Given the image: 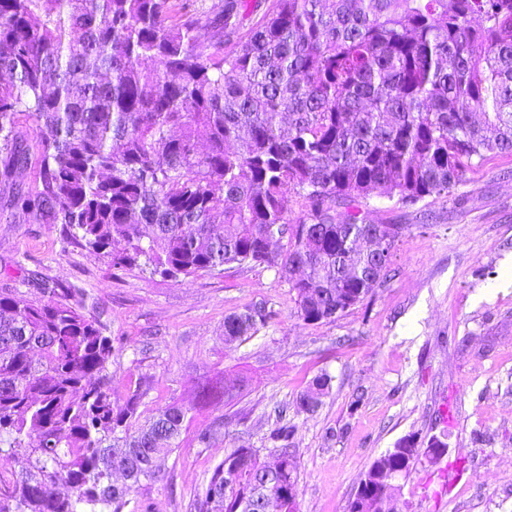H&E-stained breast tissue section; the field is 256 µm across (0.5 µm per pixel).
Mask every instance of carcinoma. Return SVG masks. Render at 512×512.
Instances as JSON below:
<instances>
[{"label":"carcinoma","mask_w":512,"mask_h":512,"mask_svg":"<svg viewBox=\"0 0 512 512\" xmlns=\"http://www.w3.org/2000/svg\"><path fill=\"white\" fill-rule=\"evenodd\" d=\"M0 0V152L24 167L15 116L36 121L35 191L49 217L115 272L182 281L266 263L305 323L332 320L387 281L391 236L360 210L374 193L451 197L492 154L512 153V0ZM298 197L305 213L288 218ZM84 295L0 292V512H122L179 447L189 409L139 423L119 398L116 351ZM272 318H224V342ZM224 436L219 418L197 433ZM426 449L398 443L366 472L350 512H379V467L406 476ZM124 449L128 483L112 473ZM10 469L3 468V463ZM297 512L294 459L272 480L257 451L214 467L194 512Z\"/></svg>","instance_id":"obj_1"}]
</instances>
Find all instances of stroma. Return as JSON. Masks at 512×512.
<instances>
[{
	"label": "stroma",
	"instance_id": "35a3bbf8",
	"mask_svg": "<svg viewBox=\"0 0 512 512\" xmlns=\"http://www.w3.org/2000/svg\"><path fill=\"white\" fill-rule=\"evenodd\" d=\"M17 128L29 163L0 173V291L35 300L45 283L79 290L118 348L114 393L145 379L142 417L169 403L190 409L179 448L123 512H194L225 451L270 459L280 423L294 428L299 512H348L372 463L411 435L444 438L448 451L400 479L403 512H512V154L490 157L450 199L363 200L370 220L405 228L393 272L335 321L307 324L268 265L180 282L137 269L116 279L62 225L28 222L7 199L12 184L34 190L39 146L28 114ZM255 303L273 318L225 344V317ZM323 374L320 407L298 410L297 396ZM227 379L240 383L233 397L202 403L204 385ZM219 417L223 444L203 447L198 429Z\"/></svg>",
	"mask_w": 512,
	"mask_h": 512
}]
</instances>
